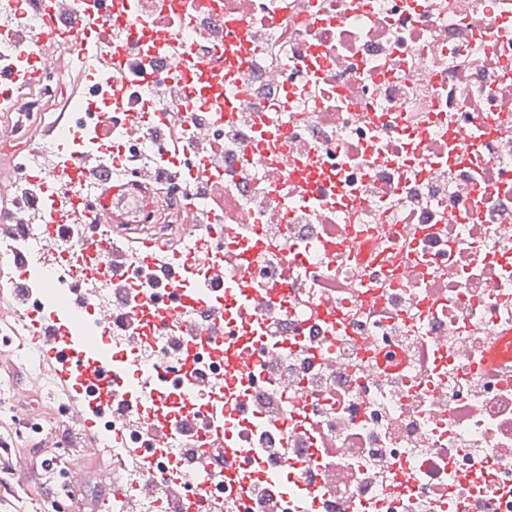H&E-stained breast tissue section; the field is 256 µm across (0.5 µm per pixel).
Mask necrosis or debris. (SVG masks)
Returning <instances> with one entry per match:
<instances>
[{
	"instance_id": "obj_1",
	"label": "necrosis or debris",
	"mask_w": 512,
	"mask_h": 512,
	"mask_svg": "<svg viewBox=\"0 0 512 512\" xmlns=\"http://www.w3.org/2000/svg\"><path fill=\"white\" fill-rule=\"evenodd\" d=\"M46 17L0 0V70H22ZM103 25L55 38L40 79L0 98V263L24 261L30 311L82 291V329L142 337L141 367L218 378L259 413L238 447L319 479L282 501L231 467L190 481L184 512L218 490L245 512H512V0H111ZM174 130L197 152L172 157ZM130 238L223 263L231 336L167 343L178 318L146 265L121 320L82 244Z\"/></svg>"
}]
</instances>
